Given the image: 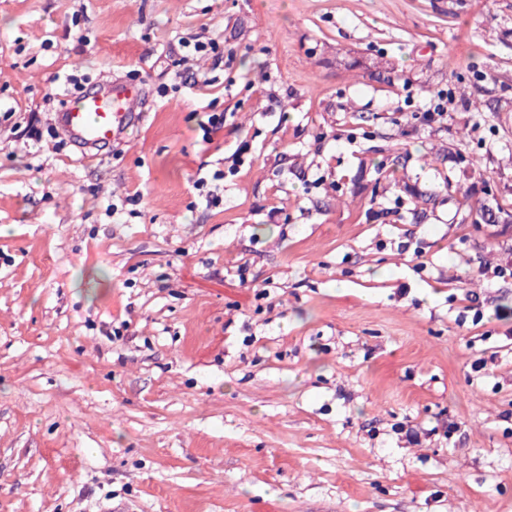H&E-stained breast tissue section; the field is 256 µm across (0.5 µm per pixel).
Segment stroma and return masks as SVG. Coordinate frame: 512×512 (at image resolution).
<instances>
[{
    "mask_svg": "<svg viewBox=\"0 0 512 512\" xmlns=\"http://www.w3.org/2000/svg\"><path fill=\"white\" fill-rule=\"evenodd\" d=\"M511 264L512 0H0V512H512ZM145 92L136 84L112 80L93 93L64 99L56 121L83 158L93 159L100 147L127 137L145 116ZM203 109L205 120H201L199 123V128L203 132L202 140L206 143H213L214 138L224 129V114L213 111L210 104Z\"/></svg>",
    "mask_w": 512,
    "mask_h": 512,
    "instance_id": "35a3bbf8",
    "label": "stroma"
}]
</instances>
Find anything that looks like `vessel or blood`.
Masks as SVG:
<instances>
[{"instance_id": "vessel-or-blood-1", "label": "vessel or blood", "mask_w": 512, "mask_h": 512, "mask_svg": "<svg viewBox=\"0 0 512 512\" xmlns=\"http://www.w3.org/2000/svg\"><path fill=\"white\" fill-rule=\"evenodd\" d=\"M146 97L138 85L111 81L97 91L63 101L56 121L83 158L95 150L127 137L144 117Z\"/></svg>"}]
</instances>
